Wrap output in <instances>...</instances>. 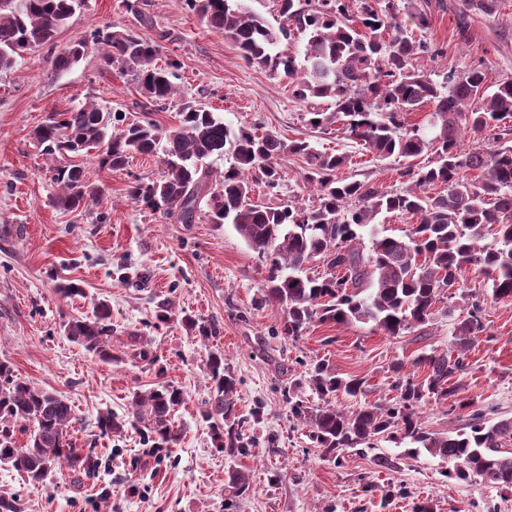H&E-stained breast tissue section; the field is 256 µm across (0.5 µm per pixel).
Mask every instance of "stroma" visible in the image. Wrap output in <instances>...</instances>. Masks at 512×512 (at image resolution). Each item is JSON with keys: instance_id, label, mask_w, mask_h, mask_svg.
I'll return each instance as SVG.
<instances>
[{"instance_id": "35a3bbf8", "label": "stroma", "mask_w": 512, "mask_h": 512, "mask_svg": "<svg viewBox=\"0 0 512 512\" xmlns=\"http://www.w3.org/2000/svg\"><path fill=\"white\" fill-rule=\"evenodd\" d=\"M122 0H87L52 44L24 53L11 70L0 72V362L15 378L63 395L78 421L72 440L99 460L94 475L56 473L46 484L25 481L0 465V496L14 499L19 512H224L228 469L252 478L238 498L236 512H417L431 503L434 512H479L485 503L512 512V492L500 493L480 480L447 478L454 465L423 453L409 456L386 443L382 454L394 468L347 450L329 461L308 438V429L291 414L286 391L314 405L318 396L306 384L308 371L322 361L341 377L366 381L364 402L391 404V365L426 376L413 360L421 353L449 348L454 321L448 304L435 305L423 333L390 337L370 323H314L299 340L280 333L284 310L265 300L264 268L230 224L200 220L179 224L133 203L130 176L161 178L159 156L136 154L125 170L99 167L94 155L80 163L100 192L88 208L64 210L58 204L51 165L35 140L51 112H63L92 99L114 110L132 108L141 93L87 53L64 71L54 58L60 47L97 26L136 29ZM169 34L163 58L180 62L176 84L181 96L198 100L226 125L251 122L281 138H305L318 148L347 158L342 177L401 189L405 159H378L338 127L308 122L310 107L328 109L330 99L309 105L294 100L288 80L247 64L222 34L183 12L177 0H143ZM431 0L432 22L424 35L442 45L443 58L432 69L453 71L483 62L487 80L512 78V0ZM466 13V39L457 36V15ZM285 185L279 195L255 184V203L275 207L304 195L303 162L283 156ZM104 223H97V216ZM80 284L81 295L65 297L61 283ZM465 291L484 297L489 339L468 353L459 378L463 397L491 420L512 417V300L491 297L482 274L465 270ZM112 308V358L104 361L71 342L66 324L92 316L98 303ZM186 311L216 324L219 335L202 338L184 324L159 321L164 307ZM222 351L237 380V412L245 418L246 453L233 457L213 448L199 416L210 396L206 374L210 352ZM182 390L173 413L179 430L168 451L152 448L145 427L120 435L101 434L99 414L122 416L132 396L156 384Z\"/></svg>"}]
</instances>
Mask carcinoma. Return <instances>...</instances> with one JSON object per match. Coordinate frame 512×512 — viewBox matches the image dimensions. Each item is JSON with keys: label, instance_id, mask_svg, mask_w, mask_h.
Masks as SVG:
<instances>
[{"label": "carcinoma", "instance_id": "obj_1", "mask_svg": "<svg viewBox=\"0 0 512 512\" xmlns=\"http://www.w3.org/2000/svg\"><path fill=\"white\" fill-rule=\"evenodd\" d=\"M86 0H0V70L12 68L23 53L52 42ZM211 30L224 35L251 66L288 78L299 102L332 99L333 110L310 111L309 124L323 128L335 123L347 136L386 159L431 155V160L404 172L409 185L387 190L368 181L338 176L346 163L341 154L327 153L305 139L285 141L254 122L229 128L200 104L180 103L178 124L163 130L152 119L155 107L179 94L173 82L180 68L176 59L158 64L163 30L143 37L126 29L96 27L59 51L55 67L62 71L92 50L142 91L134 108L142 118L123 122L117 112L86 100L65 112L51 113L36 130L44 155L53 162L52 181L68 209L85 208L98 189L84 168L73 162L92 149L99 166L124 170L130 155L162 150L165 175L160 180L136 177L128 185L130 198L180 224L206 217L212 224H231L246 244L265 261V297L285 308L281 333L299 339L315 322H372L389 336H404L427 324L436 303L448 295V312L456 296L464 315L453 329L446 352L432 351L413 364L429 368L423 380L393 365L394 401L346 410L336 396L355 398L365 380L343 379L317 363L309 372L310 388L320 404L309 406L288 395L292 414L309 427L313 446L340 461L348 448L374 450L379 442L409 445L408 453L426 452L455 463L448 477L482 482L512 492V418L487 424L474 402L459 396L453 377L467 370V353L486 331L485 300L463 290L462 273L475 266L490 283L492 298H512V79L487 83L483 63L455 72H430L419 61L435 60L444 48L414 30L430 27L429 0H281V22L273 28L250 11L244 0H179ZM126 11L140 25L154 29L140 0H124ZM304 37L303 64L281 40ZM429 108L422 122L407 115ZM494 131L491 147L465 152L462 140ZM288 154L305 163L304 185L315 192L306 203L297 198L278 207L252 200L253 183L275 195L285 181L277 160ZM225 158L228 166L213 179L207 160ZM478 170L473 179L466 172ZM442 190L433 194L432 188ZM397 213L416 219L399 238L379 230L381 216ZM323 262L328 272L313 273ZM112 312L101 302L93 316L73 318L66 326L69 340L103 360L112 359ZM181 322L207 339L219 333L190 315ZM209 400L201 410L212 445L230 457L243 451L242 421L237 416V385L224 365V353L209 354ZM443 403L450 412L468 411L467 423L453 433L422 427L419 407L424 399ZM183 393L172 385L137 392L123 417L99 415L104 434H122L127 425L144 424L155 448H172L178 440L172 412ZM23 421L30 429L26 446L14 445L11 425ZM76 417L68 401L56 392L14 378L0 363V462L9 464L32 483L44 484L63 468L90 474L97 467L82 455L71 438ZM248 474L228 472L230 497L250 490Z\"/></svg>", "mask_w": 512, "mask_h": 512}]
</instances>
